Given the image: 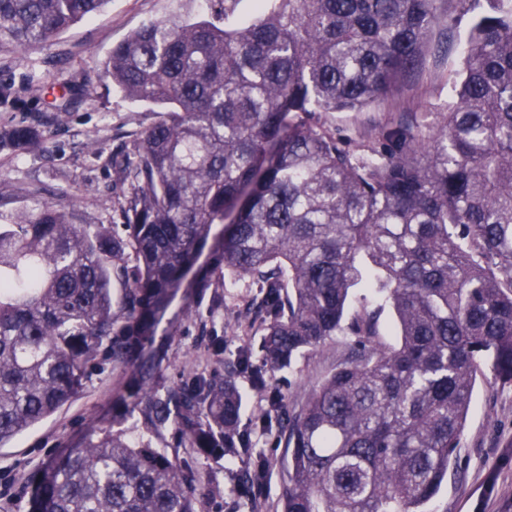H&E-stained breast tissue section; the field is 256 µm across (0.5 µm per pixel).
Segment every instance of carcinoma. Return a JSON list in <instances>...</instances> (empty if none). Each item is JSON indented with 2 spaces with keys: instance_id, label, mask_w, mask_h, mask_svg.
<instances>
[{
  "instance_id": "obj_1",
  "label": "carcinoma",
  "mask_w": 512,
  "mask_h": 512,
  "mask_svg": "<svg viewBox=\"0 0 512 512\" xmlns=\"http://www.w3.org/2000/svg\"><path fill=\"white\" fill-rule=\"evenodd\" d=\"M107 0H0V47L50 43ZM112 46L105 72L158 108L128 152L125 235L45 205L0 224V445L60 408L100 353L127 364L223 225L189 287L259 284L260 361L183 391L134 369L147 422L198 448L266 461L241 430L234 374L267 398L260 431L288 448L281 512H429L478 378L512 384V0H210ZM468 29L430 141L408 124L379 148L312 120L382 103L437 26ZM38 138L9 131L19 151ZM123 290L113 311L112 287ZM363 294L352 301L354 289ZM390 307L398 343L379 341ZM334 336L348 356L295 406L272 373ZM32 512H196L180 465L99 428L48 463Z\"/></svg>"
}]
</instances>
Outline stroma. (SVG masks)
<instances>
[{
	"label": "stroma",
	"mask_w": 512,
	"mask_h": 512,
	"mask_svg": "<svg viewBox=\"0 0 512 512\" xmlns=\"http://www.w3.org/2000/svg\"><path fill=\"white\" fill-rule=\"evenodd\" d=\"M208 0H108L100 12L29 52L0 49V84L11 86L0 100V214L37 212L51 203L77 224L121 227L122 206L131 192L117 166L127 148L157 118L148 105L134 102L104 75L113 45L151 21L171 18L207 19ZM457 37L447 50L427 53L420 69L379 106L363 112H324L319 120L353 145L372 144L381 128L400 122L415 124L433 138L444 123L448 104L445 78L459 59ZM35 127L40 141L19 151L5 141L18 124ZM258 290L249 279L225 278L218 288L179 290L159 324L142 337L137 356L155 362L159 392L219 378L224 364L242 349L260 357L259 326L245 325ZM349 351L340 336L327 340L292 367L277 371L274 385L287 402L296 403L328 376ZM236 382L243 395L241 424L250 428L267 401L248 374ZM131 369L113 366L100 355L82 387L59 410L0 444V488L18 494L17 503L0 500V512H30L41 471L66 449L75 447L94 427L117 424L129 438L150 442L175 458L194 489L196 512H281L288 450L276 435L251 430L254 448L268 470L261 488L241 480L246 464L240 457L207 456L181 438L174 427H147L136 410H117L116 391L132 387ZM512 444V385L478 381L448 478L435 498L434 512H512V468H496L506 445Z\"/></svg>",
	"instance_id": "1"
}]
</instances>
